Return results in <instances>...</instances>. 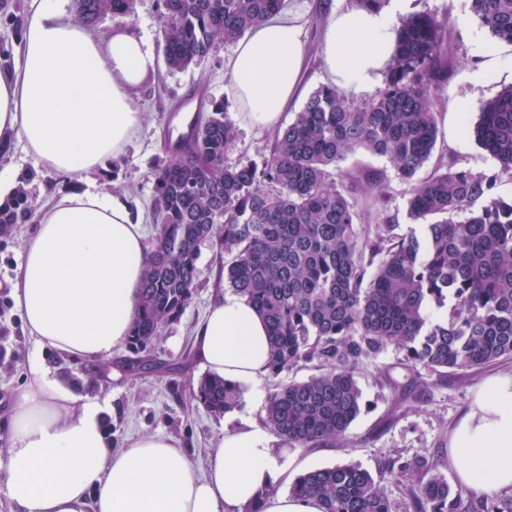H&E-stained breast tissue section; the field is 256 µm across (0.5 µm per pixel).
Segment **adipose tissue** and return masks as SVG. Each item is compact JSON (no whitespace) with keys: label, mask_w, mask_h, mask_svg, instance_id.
Returning a JSON list of instances; mask_svg holds the SVG:
<instances>
[{"label":"adipose tissue","mask_w":512,"mask_h":512,"mask_svg":"<svg viewBox=\"0 0 512 512\" xmlns=\"http://www.w3.org/2000/svg\"><path fill=\"white\" fill-rule=\"evenodd\" d=\"M68 0H30L23 64L0 71V153L14 143L62 175L88 174L121 154L143 125L132 94L157 68L142 39L91 37ZM407 0L380 11L335 13L323 34L324 68L349 94L381 85ZM305 65L303 27L285 14L254 25L227 65L229 91L252 126L277 128ZM149 248L127 198L71 190L54 196L26 238L9 286L41 350L101 363L125 343ZM194 354L210 374L239 384L269 372V337L244 297L216 291ZM0 429V495L10 512H322L312 498L279 494L266 432H228L205 470L170 438L145 434L112 448L91 394L50 379L42 363ZM459 482L478 496L512 489V372L484 380L448 440Z\"/></svg>","instance_id":"obj_1"}]
</instances>
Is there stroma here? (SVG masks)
Returning a JSON list of instances; mask_svg holds the SVG:
<instances>
[{
	"instance_id": "35a3bbf8",
	"label": "stroma",
	"mask_w": 512,
	"mask_h": 512,
	"mask_svg": "<svg viewBox=\"0 0 512 512\" xmlns=\"http://www.w3.org/2000/svg\"><path fill=\"white\" fill-rule=\"evenodd\" d=\"M353 0H286V7L301 17L306 42V62L301 76V97L283 113L282 123L291 122L304 100L318 87L328 84L321 55L323 31L333 12L352 7ZM29 0H0V67L19 68L22 64L20 37ZM411 11H430L448 21V52L451 63L448 78L435 91L438 112L436 157L456 160L460 166L482 171L491 168L493 159L475 142L468 131L483 102L493 98L502 86L512 83V44L493 41L488 32L472 19L468 0H411ZM161 9L158 0H136L133 14L126 18L104 16L89 25V32L102 40L115 31H130L143 38L153 49H160ZM234 44H217L209 57L198 66L172 70L159 64L154 75L133 94L135 105L145 114L141 130L125 150L111 158L96 172L61 177L45 169L28 154L22 143L0 157V171L25 174L27 205L13 226V233L0 237V415L9 411L14 395L28 382L27 368L32 358H40L52 378H59L58 353L38 349L24 330L19 310L8 284L17 272L26 236L38 220L42 205L57 192L93 189L128 195L142 221L146 239H153L152 172L165 159L163 139L174 112L196 109L191 96L205 89L209 98L223 103L237 129V145L228 153L231 163L260 161L271 138L240 114L227 91L225 62ZM488 52L498 53L501 70L497 76L474 83L469 76L477 71ZM467 97L470 105L458 110L457 96ZM345 172L359 175L368 170L385 173L390 205L405 210L409 186L382 157L358 151L345 162ZM224 266V251L218 240L204 242L197 260L196 292L184 315L165 326L156 353L172 365L170 373L157 377H123L112 372L101 384L96 397L112 424V443L121 447L128 440L145 433L165 435L183 448L198 467H205L208 454L225 433L250 425H262L265 400L274 382L302 381L315 374L314 365L283 372L279 379L264 377L257 385L242 389L237 408L221 416L209 414L189 396L190 381L199 379L203 368L194 357V333L205 317L218 286ZM399 354L388 350L375 362H365L356 370L362 392V410L351 424L343 445L335 448H291L276 433H269L283 472L275 490L289 492L293 480L307 470L344 463H356L372 474H379L391 458L432 456L450 485L458 486L463 503L474 495L459 487L455 466L448 458V436L468 410L477 386L487 377L512 372V361L489 366L468 379L450 375L441 377L422 373L421 385L411 395L393 391L378 380L379 369H388L396 380H403L398 367Z\"/></svg>"
}]
</instances>
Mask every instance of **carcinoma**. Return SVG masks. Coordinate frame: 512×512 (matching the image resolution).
I'll return each instance as SVG.
<instances>
[{
  "label": "carcinoma",
  "mask_w": 512,
  "mask_h": 512,
  "mask_svg": "<svg viewBox=\"0 0 512 512\" xmlns=\"http://www.w3.org/2000/svg\"><path fill=\"white\" fill-rule=\"evenodd\" d=\"M135 0H75L95 23L128 16ZM472 16L496 40L512 43V0H469ZM285 0H162L161 44L167 66L203 62L219 42L234 43ZM448 23L431 13L399 18L383 88L355 107L334 86L318 87L286 127L277 128L261 164L225 161L237 141L220 103L153 173V219L125 376L169 371L152 356L163 327L178 320L196 291L200 243L224 248V283L264 317L270 376L314 363L320 373L275 384L264 424L291 448L336 445L361 412L355 369L393 347L416 372L475 373L512 359V85L484 102L472 125L495 167L473 171L442 161L420 176L436 147L435 89L448 72ZM358 150L383 157L410 185L401 230L386 177L343 174ZM379 206L361 222L359 202ZM452 305H447L448 299ZM110 366L62 374L98 387ZM191 398L215 416L238 406L235 383L205 375ZM406 482L413 512H461L438 461L388 462ZM291 493L315 498L322 512H392L381 482L355 463L309 470ZM473 512H512V499L484 500Z\"/></svg>",
  "instance_id": "carcinoma-1"
}]
</instances>
